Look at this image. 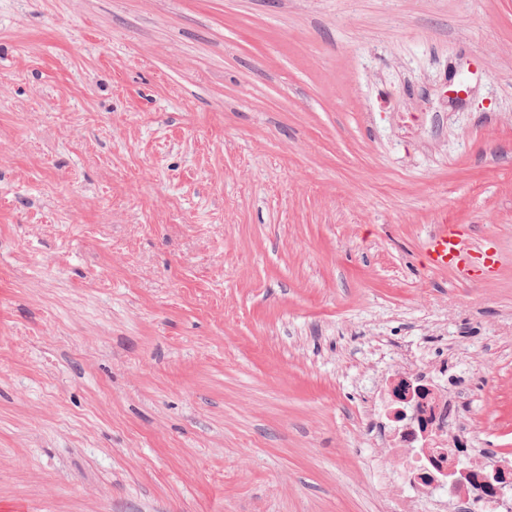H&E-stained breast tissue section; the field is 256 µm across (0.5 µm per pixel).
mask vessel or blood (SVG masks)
Wrapping results in <instances>:
<instances>
[{"instance_id":"b4317fda","label":"vessel or blood","mask_w":512,"mask_h":512,"mask_svg":"<svg viewBox=\"0 0 512 512\" xmlns=\"http://www.w3.org/2000/svg\"><path fill=\"white\" fill-rule=\"evenodd\" d=\"M426 260L433 267H454L468 273L473 258H480L482 273H492L498 254L488 242H474L459 225L437 224L428 234L424 246Z\"/></svg>"}]
</instances>
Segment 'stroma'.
Masks as SVG:
<instances>
[{"mask_svg": "<svg viewBox=\"0 0 512 512\" xmlns=\"http://www.w3.org/2000/svg\"><path fill=\"white\" fill-rule=\"evenodd\" d=\"M416 358L512 455V0H0V512H395ZM423 249L433 268L455 267L464 276H467L473 258H481L483 274H491L498 261V254L488 241H471L458 224L433 225Z\"/></svg>", "mask_w": 512, "mask_h": 512, "instance_id": "obj_1", "label": "stroma"}]
</instances>
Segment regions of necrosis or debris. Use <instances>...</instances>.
Masks as SVG:
<instances>
[{
  "instance_id": "1",
  "label": "necrosis or debris",
  "mask_w": 512,
  "mask_h": 512,
  "mask_svg": "<svg viewBox=\"0 0 512 512\" xmlns=\"http://www.w3.org/2000/svg\"><path fill=\"white\" fill-rule=\"evenodd\" d=\"M384 380L375 410L388 433L386 453L399 462L384 481L387 497L404 501L405 512H424L429 501L441 512H512V494L489 491L498 467L464 462L456 447L465 432L446 368L420 364L407 373L395 365Z\"/></svg>"
}]
</instances>
